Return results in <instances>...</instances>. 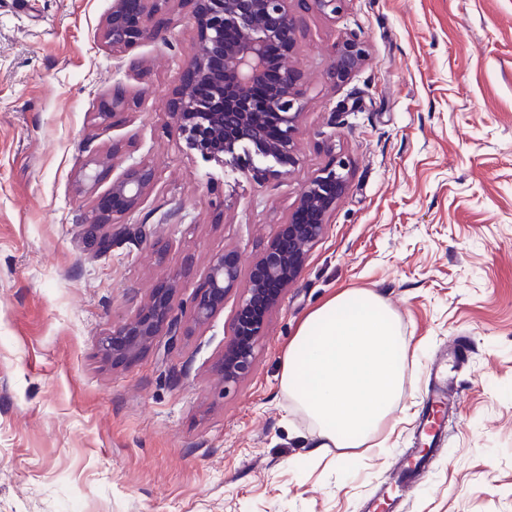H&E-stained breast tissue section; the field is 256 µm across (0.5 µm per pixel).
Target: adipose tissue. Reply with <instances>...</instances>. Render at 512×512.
I'll list each match as a JSON object with an SVG mask.
<instances>
[{
  "mask_svg": "<svg viewBox=\"0 0 512 512\" xmlns=\"http://www.w3.org/2000/svg\"><path fill=\"white\" fill-rule=\"evenodd\" d=\"M406 361L407 342L390 306L370 290L343 291L301 322L281 383L325 445L365 448L394 411Z\"/></svg>",
  "mask_w": 512,
  "mask_h": 512,
  "instance_id": "obj_1",
  "label": "adipose tissue"
}]
</instances>
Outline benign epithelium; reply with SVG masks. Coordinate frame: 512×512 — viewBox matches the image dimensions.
<instances>
[{"mask_svg":"<svg viewBox=\"0 0 512 512\" xmlns=\"http://www.w3.org/2000/svg\"><path fill=\"white\" fill-rule=\"evenodd\" d=\"M346 0H114L107 19L105 42L112 51L163 36L176 19L167 6L190 7L196 41L169 101V114L178 135L205 160L230 159L253 178L280 173L299 164L297 138L303 117V77L288 64L299 40V21L292 4L328 16L344 9ZM236 38L225 39L227 28ZM366 46L348 39L334 50L329 79L343 83L360 68ZM275 79L257 98L255 88L270 71ZM276 115L277 137L266 134L264 113ZM349 170L341 157L313 175L302 186L294 208L280 224L274 239L259 258L242 271L234 254L215 257L207 282L189 303L192 322L202 327L224 308V300L238 296L231 335L215 364L224 385L236 384L253 370L256 349L264 336L269 314L301 272L307 255L321 237L327 217L345 194ZM154 169L145 162L127 167L113 179L112 208H97L88 228L93 242L104 246L112 235L103 228L121 223L150 189ZM176 285L155 289L135 318L117 325L101 343L112 363H129L147 353L160 337L174 348L185 335L175 312Z\"/></svg>","mask_w":512,"mask_h":512,"instance_id":"obj_1","label":"benign epithelium"}]
</instances>
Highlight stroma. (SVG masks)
I'll use <instances>...</instances> for the list:
<instances>
[{
    "instance_id": "35a3bbf8",
    "label": "stroma",
    "mask_w": 512,
    "mask_h": 512,
    "mask_svg": "<svg viewBox=\"0 0 512 512\" xmlns=\"http://www.w3.org/2000/svg\"><path fill=\"white\" fill-rule=\"evenodd\" d=\"M112 0H0V512H368L397 458L424 445L428 366L450 342L457 421L402 512H512V0H347L298 9L299 164L255 180L207 161L168 101L196 40L181 19L113 52ZM368 56L346 82L333 46ZM139 70H131V60ZM123 87L131 109L103 118ZM348 188L271 313L252 373L213 370L228 296L170 354L114 365L100 340L176 279L181 302L227 252L249 264L306 180ZM114 158L84 189L90 162ZM155 181L103 253L86 226L130 164ZM370 289L408 342L405 388L374 448H323L281 384L303 319ZM366 46L359 39H347L337 49L335 46L330 68L329 79L343 83L360 68L366 57Z\"/></svg>"
}]
</instances>
